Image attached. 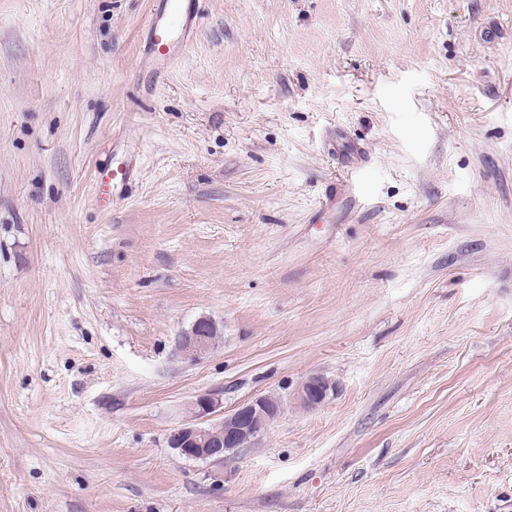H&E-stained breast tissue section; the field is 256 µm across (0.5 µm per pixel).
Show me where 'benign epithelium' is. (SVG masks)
I'll list each match as a JSON object with an SVG mask.
<instances>
[{
	"mask_svg": "<svg viewBox=\"0 0 512 512\" xmlns=\"http://www.w3.org/2000/svg\"><path fill=\"white\" fill-rule=\"evenodd\" d=\"M218 335L217 323L202 316L182 333L179 346L186 356L196 360L214 350ZM334 390L331 380L314 374L298 388L294 400L304 409H315ZM283 411L281 400L269 395L257 396L229 412L214 395H201L191 403L188 420L168 435V446L181 457L221 466L259 437Z\"/></svg>",
	"mask_w": 512,
	"mask_h": 512,
	"instance_id": "7a95c632",
	"label": "benign epithelium"
}]
</instances>
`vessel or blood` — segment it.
I'll list each match as a JSON object with an SVG mask.
<instances>
[{
	"label": "vessel or blood",
	"instance_id": "b4317fda",
	"mask_svg": "<svg viewBox=\"0 0 512 512\" xmlns=\"http://www.w3.org/2000/svg\"><path fill=\"white\" fill-rule=\"evenodd\" d=\"M195 0H162L161 9L149 23V53L153 63H168L176 46L182 44L191 31L194 21L191 9ZM136 173V164L126 161L115 169H106L96 177L99 202H106L109 195H121L123 188Z\"/></svg>",
	"mask_w": 512,
	"mask_h": 512
}]
</instances>
